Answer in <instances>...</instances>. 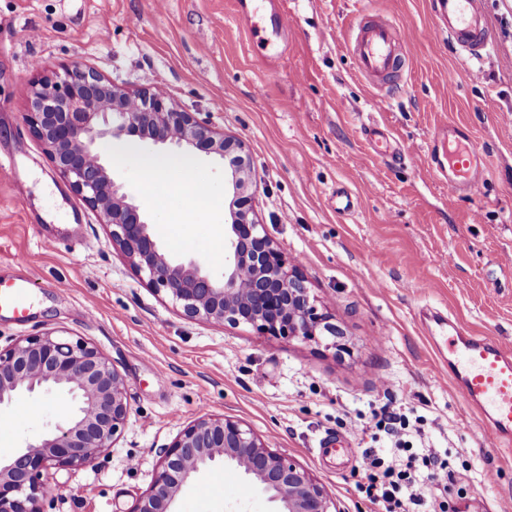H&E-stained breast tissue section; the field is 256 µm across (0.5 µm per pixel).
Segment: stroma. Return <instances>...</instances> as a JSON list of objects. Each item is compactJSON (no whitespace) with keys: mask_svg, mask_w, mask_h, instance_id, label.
<instances>
[{"mask_svg":"<svg viewBox=\"0 0 512 512\" xmlns=\"http://www.w3.org/2000/svg\"><path fill=\"white\" fill-rule=\"evenodd\" d=\"M234 0H0V282L28 276L25 321L0 313V344L52 331L83 339L123 376L129 414L94 463L54 470L50 512H135L159 448L201 415L241 420L309 470L338 512H378L358 485L364 449L396 441L434 448L448 477L431 512H496L512 498V448L467 413L448 372V328L512 342V0H487L491 41L469 58L441 31L431 0H263L239 18ZM293 25L273 37L274 9ZM406 34V67L377 91L347 48L360 10ZM79 61L130 90L164 87L184 110L246 144L260 222L297 259L312 294L344 332L346 351L195 322L154 292L108 228L59 174L24 114L35 66ZM395 150L375 152L368 129ZM470 139L485 178L452 195L439 170L449 141ZM117 182L178 257L206 261L207 227L182 236L156 208L138 158L191 159L196 181L224 196V167L204 153L121 140ZM389 379L382 388L381 379ZM57 393L0 408V453L53 428ZM407 415L399 437L358 427ZM349 444L328 456L326 439ZM179 496L176 512H272L229 465Z\"/></svg>","mask_w":512,"mask_h":512,"instance_id":"obj_1","label":"stroma"}]
</instances>
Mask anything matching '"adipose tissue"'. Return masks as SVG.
<instances>
[{"instance_id": "obj_1", "label": "adipose tissue", "mask_w": 512, "mask_h": 512, "mask_svg": "<svg viewBox=\"0 0 512 512\" xmlns=\"http://www.w3.org/2000/svg\"><path fill=\"white\" fill-rule=\"evenodd\" d=\"M141 171L149 183L157 187L153 198L156 206H164L166 201L164 189L170 186L171 182H178L179 186L190 189L188 204L176 214L175 223L185 226L206 225L211 223L214 214L218 212L219 201L207 188L196 185L195 170L191 160L174 163L162 156H147L141 160Z\"/></svg>"}]
</instances>
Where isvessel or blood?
Returning a JSON list of instances; mask_svg holds the SVG:
<instances>
[{
	"label": "vessel or blood",
	"mask_w": 512,
	"mask_h": 512,
	"mask_svg": "<svg viewBox=\"0 0 512 512\" xmlns=\"http://www.w3.org/2000/svg\"><path fill=\"white\" fill-rule=\"evenodd\" d=\"M435 13L450 41L469 55H481L490 39L485 0H436ZM403 42L400 29L391 21L362 20L349 49L359 72L383 84L403 67ZM445 181L453 195L479 191L483 170L471 145L459 143L449 149ZM29 289L26 277L0 287V312L24 315L29 308ZM448 354V368L465 408L478 413L489 439L511 444L512 345L456 325L448 339Z\"/></svg>",
	"instance_id": "obj_1"
}]
</instances>
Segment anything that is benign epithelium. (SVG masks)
Returning <instances> with one entry per match:
<instances>
[{
    "mask_svg": "<svg viewBox=\"0 0 512 512\" xmlns=\"http://www.w3.org/2000/svg\"><path fill=\"white\" fill-rule=\"evenodd\" d=\"M25 121L72 190L110 228L112 244L140 278L168 294L191 321L250 325L263 336L320 342L343 333L311 295L297 261L260 224L248 192L252 171L243 141L180 108L162 87L130 91L80 62L36 69ZM137 136L222 160L232 195L224 224V272L176 257L154 236L141 206L114 179L106 140ZM57 390L70 407L44 437L0 455V512H47L58 485L50 471L91 464L113 447L128 416L125 381L93 346L46 331L0 348V407L23 393ZM150 489L136 512H176L183 487L213 464L235 466L276 504L275 512H332L308 470L270 447L238 419L202 415L158 450Z\"/></svg>",
    "mask_w": 512,
    "mask_h": 512,
    "instance_id": "1",
    "label": "benign epithelium"
}]
</instances>
